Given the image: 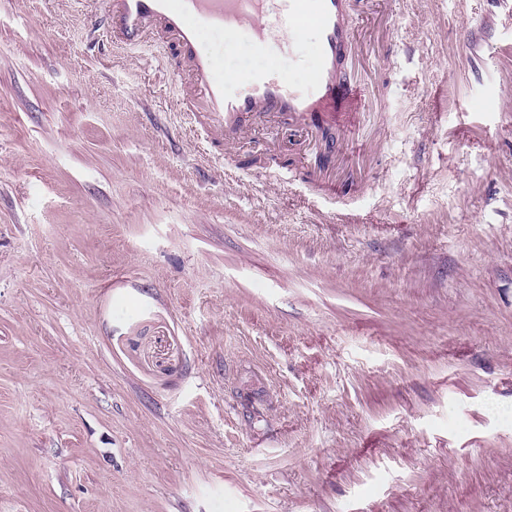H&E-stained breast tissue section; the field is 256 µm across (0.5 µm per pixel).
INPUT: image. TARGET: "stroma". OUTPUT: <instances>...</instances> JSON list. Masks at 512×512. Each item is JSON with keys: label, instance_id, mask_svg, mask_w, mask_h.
<instances>
[{"label": "stroma", "instance_id": "stroma-1", "mask_svg": "<svg viewBox=\"0 0 512 512\" xmlns=\"http://www.w3.org/2000/svg\"><path fill=\"white\" fill-rule=\"evenodd\" d=\"M109 7L0 0V512H512V0H358L237 163Z\"/></svg>", "mask_w": 512, "mask_h": 512}]
</instances>
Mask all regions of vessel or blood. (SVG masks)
I'll return each instance as SVG.
<instances>
[{
	"label": "vessel or blood",
	"instance_id": "1",
	"mask_svg": "<svg viewBox=\"0 0 512 512\" xmlns=\"http://www.w3.org/2000/svg\"><path fill=\"white\" fill-rule=\"evenodd\" d=\"M351 0H110L107 24L114 43L138 50L152 42L179 52V77L184 87L182 111L191 113L213 139L239 130L254 118L289 115L315 127L336 111L337 102L354 104L357 87L343 70L344 56L354 41L349 20ZM314 24L318 42L304 82L272 68L241 76L237 87L224 80V58L209 50L212 34L234 41L248 31L265 52L294 50L300 21Z\"/></svg>",
	"mask_w": 512,
	"mask_h": 512
}]
</instances>
